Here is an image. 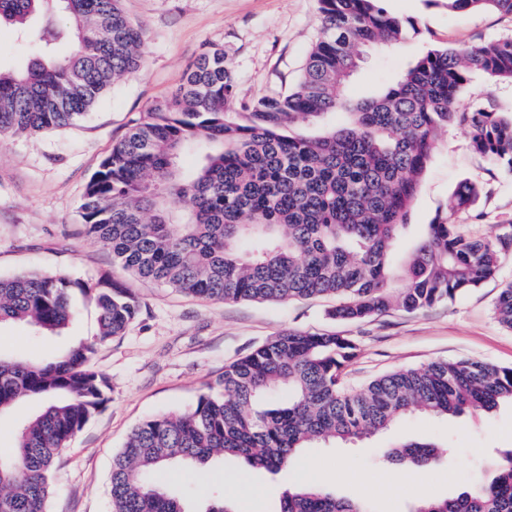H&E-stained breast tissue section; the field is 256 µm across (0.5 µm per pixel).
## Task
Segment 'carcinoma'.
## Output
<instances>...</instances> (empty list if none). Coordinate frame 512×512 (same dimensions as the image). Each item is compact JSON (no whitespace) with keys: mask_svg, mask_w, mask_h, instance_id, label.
<instances>
[{"mask_svg":"<svg viewBox=\"0 0 512 512\" xmlns=\"http://www.w3.org/2000/svg\"><path fill=\"white\" fill-rule=\"evenodd\" d=\"M383 2L319 0L320 36L284 95L241 100L224 48L204 50L172 97L144 113L92 175L84 232L140 278L224 302L334 295L331 315L346 321L392 307L428 309L495 277L512 233L474 238L437 217L407 253L399 247L441 128L464 129L475 154L512 174V114L456 107L474 72L512 81V39L429 49L392 84L352 102L340 91L361 49L385 50L406 35ZM448 8L512 15V0H448ZM2 24L33 40L37 53L23 69H0L1 139L73 124L143 62V28L120 0H0ZM61 41L70 50L59 58ZM188 152L198 155L190 171L182 166ZM480 194L463 181L450 208L470 207ZM76 288L95 293L92 341L46 358L0 353V416L29 396L46 402L0 452L3 512H46L58 455L106 401L108 381L89 360L124 335L139 304L108 278L90 289L61 273L0 277V327L41 337L59 336L75 320ZM494 311L511 330L512 282ZM358 355L346 336L286 330L224 366L220 390L131 431L112 459V512H189L166 487L172 460L196 468L221 455L278 472L300 448L368 438L415 410L454 417L512 404V367L435 361L352 390L343 374ZM384 457L410 472L440 451L401 442ZM276 512L370 510L298 486L282 493ZM416 512H512V450L489 478L423 500Z\"/></svg>","mask_w":512,"mask_h":512,"instance_id":"1","label":"carcinoma"}]
</instances>
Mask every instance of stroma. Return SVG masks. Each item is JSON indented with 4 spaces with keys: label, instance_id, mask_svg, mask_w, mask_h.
I'll return each instance as SVG.
<instances>
[{
    "label": "stroma",
    "instance_id": "stroma-1",
    "mask_svg": "<svg viewBox=\"0 0 512 512\" xmlns=\"http://www.w3.org/2000/svg\"><path fill=\"white\" fill-rule=\"evenodd\" d=\"M121 7L146 31L142 67L111 87L75 126L0 140V277L43 271L92 286L107 275L139 304L126 333L98 347L90 360L109 382L107 400L58 456L47 512H112V457L132 429L147 417L189 408L217 384L225 365L285 330L354 340L359 355L345 370L352 389L438 360L512 366V330L493 312L501 289L512 281V257L496 277L455 300L416 312L393 308L352 322L332 317L336 301L331 297L211 301L113 264L111 252L83 233L80 213L85 187L113 144L170 97L212 45L224 48L244 100L287 92L320 27L318 0H121ZM385 7L420 33L386 51L368 49L344 89L350 98L390 83L427 48L512 37V15L497 11H456L446 0H386ZM475 107L512 113V82L472 74L458 93L457 109ZM465 180L480 187L479 199L468 209H449L451 195ZM438 216L477 237L512 227V175L476 155L467 132L453 125L440 132L411 207L412 223L428 224ZM79 306L65 336L35 339L2 328L0 346L50 355L92 340L98 332L95 301L83 297ZM402 439L434 440L445 452L415 478L401 479L396 466L375 458ZM510 448V404L492 412L473 408L451 420L417 412L362 441L302 449L275 474L250 473L239 459L217 457L190 482L183 467H174L169 487L192 508L221 497L241 512H273L283 491L308 483L379 512H414L420 499L445 498L489 476Z\"/></svg>",
    "mask_w": 512,
    "mask_h": 512
}]
</instances>
